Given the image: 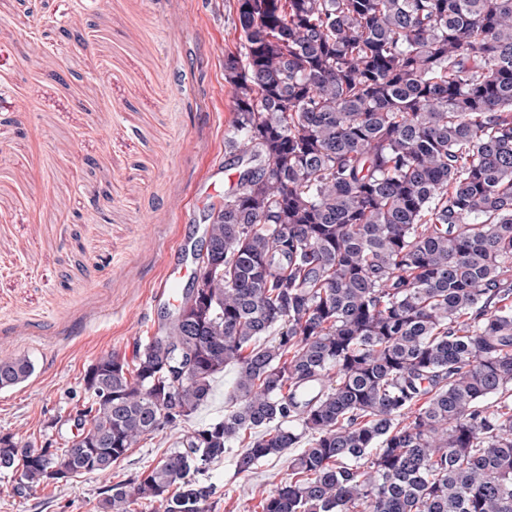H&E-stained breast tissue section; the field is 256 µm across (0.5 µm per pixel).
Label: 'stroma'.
<instances>
[{"label": "stroma", "instance_id": "stroma-1", "mask_svg": "<svg viewBox=\"0 0 512 512\" xmlns=\"http://www.w3.org/2000/svg\"><path fill=\"white\" fill-rule=\"evenodd\" d=\"M235 0H0V357L35 365L0 390V435L65 447L54 418L90 398L102 353L133 360L171 310L150 302L179 236L204 244L211 204L177 223L173 206L209 167L221 192L235 171L224 139L234 119L224 60L239 48ZM29 119L20 122V111ZM236 375L225 367L179 432L151 436L108 475L20 491L0 474V512H99L103 486L134 477L178 433L222 419ZM238 443L212 463L214 512H259L291 452L238 473Z\"/></svg>", "mask_w": 512, "mask_h": 512}]
</instances>
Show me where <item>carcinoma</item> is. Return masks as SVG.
I'll list each match as a JSON object with an SVG mask.
<instances>
[{
  "instance_id": "cac0c4a2",
  "label": "carcinoma",
  "mask_w": 512,
  "mask_h": 512,
  "mask_svg": "<svg viewBox=\"0 0 512 512\" xmlns=\"http://www.w3.org/2000/svg\"><path fill=\"white\" fill-rule=\"evenodd\" d=\"M208 314L92 364L95 447L175 431L237 367L224 418L179 437L100 512H212L202 479L290 448L261 512H512V0H236ZM190 346L193 379L160 375ZM34 372L0 358V390ZM178 410L170 425L167 412ZM89 449L61 450L74 475ZM25 485L52 482L22 457Z\"/></svg>"
}]
</instances>
